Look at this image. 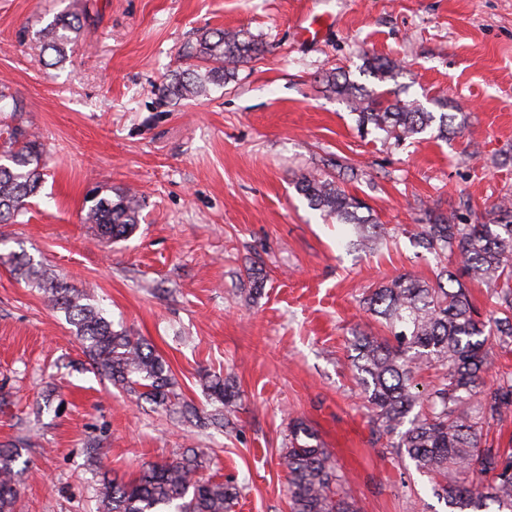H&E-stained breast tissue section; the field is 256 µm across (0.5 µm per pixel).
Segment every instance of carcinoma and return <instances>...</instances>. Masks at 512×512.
I'll use <instances>...</instances> for the list:
<instances>
[{"mask_svg":"<svg viewBox=\"0 0 512 512\" xmlns=\"http://www.w3.org/2000/svg\"><path fill=\"white\" fill-rule=\"evenodd\" d=\"M94 25L87 6L58 14L35 33L43 64L63 65L81 34ZM265 51V45L242 30L205 29L186 53L192 63L171 74L158 92L174 102L205 96ZM364 63L381 82L394 79L400 69L396 61L381 57H367ZM322 85L346 104L360 130L382 132L398 144L429 129L446 138L462 128L453 113L431 112L417 100L401 99L393 89L368 91L344 71L324 75ZM10 111L16 124L7 126L0 143V224H13L24 214L27 199L41 187L45 168L39 137L17 123V104ZM294 187L310 208L351 225L358 248L372 250L386 237L371 209L347 193L335 174L308 172L296 178ZM87 202L83 223L94 225L109 242L128 238L141 223L143 200L130 189L113 198L96 194ZM486 215V223L437 216L421 225L415 236L427 251L449 260L462 255L464 260L456 269L440 266L432 282L404 274L371 291L363 304L387 335L359 332L350 343L351 370L371 422L384 434H399L396 453L432 480L433 495L448 512H512V448L486 441L491 427L512 414V377L488 390L483 382L494 349L512 344V200L492 205ZM0 263L9 264L39 289L48 307L65 315L85 355L113 386L172 409L182 423L204 424L198 410L178 397L166 361L142 337L114 329L91 291L69 286L24 254L0 256ZM471 282L494 292L489 314L472 302ZM426 367L442 370L438 384L429 390L418 382ZM198 382L213 404L211 422L230 425L238 399L234 381L204 371ZM11 455L0 448V512H21ZM202 457L189 449L175 460L150 463L127 480L104 476L96 512H228L238 486L198 477ZM282 458L291 512H360L355 500L339 492L342 476L304 421L290 423ZM474 475L488 482L476 486Z\"/></svg>","mask_w":512,"mask_h":512,"instance_id":"obj_1","label":"carcinoma"}]
</instances>
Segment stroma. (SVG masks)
<instances>
[{
    "mask_svg": "<svg viewBox=\"0 0 512 512\" xmlns=\"http://www.w3.org/2000/svg\"><path fill=\"white\" fill-rule=\"evenodd\" d=\"M86 44L46 67L28 37L74 0H0V79L41 138L47 170L0 254H24L69 285H94L114 329L146 339L184 400L212 405L201 370L232 377L236 428L198 430L129 399L90 363L63 313L0 264V448L24 512H95L89 443L111 472L198 448L199 474L233 480L232 512H289L280 451L303 419L330 451L360 512H444L428 477L374 431L350 369L353 331L380 332L360 300L401 274L433 280L413 237L428 213H476L512 197V0H89ZM324 18L304 39L306 14ZM242 30L266 44L233 81L172 104L158 87L184 67L200 30ZM398 60L401 98L464 119L462 133L396 145L358 133L322 91L334 68L369 89L365 57ZM341 163L339 184L391 233L349 247V226L311 209L295 179ZM133 186L145 219L104 243L82 223L90 189Z\"/></svg>",
    "mask_w": 512,
    "mask_h": 512,
    "instance_id": "35a3bbf8",
    "label": "stroma"
}]
</instances>
